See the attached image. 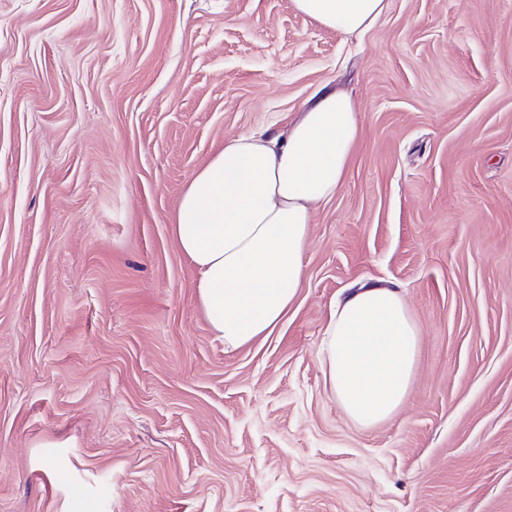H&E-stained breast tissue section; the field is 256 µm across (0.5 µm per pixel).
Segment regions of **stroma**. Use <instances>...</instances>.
Here are the masks:
<instances>
[{
    "instance_id": "obj_1",
    "label": "stroma",
    "mask_w": 512,
    "mask_h": 512,
    "mask_svg": "<svg viewBox=\"0 0 512 512\" xmlns=\"http://www.w3.org/2000/svg\"><path fill=\"white\" fill-rule=\"evenodd\" d=\"M356 103L295 302L228 352L172 240L227 138ZM399 288L410 394L356 426L318 352ZM0 512H512V0H0ZM389 0H292L295 9L317 23L352 35L375 26Z\"/></svg>"
}]
</instances>
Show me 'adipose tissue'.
<instances>
[{"instance_id": "adipose-tissue-1", "label": "adipose tissue", "mask_w": 512, "mask_h": 512, "mask_svg": "<svg viewBox=\"0 0 512 512\" xmlns=\"http://www.w3.org/2000/svg\"><path fill=\"white\" fill-rule=\"evenodd\" d=\"M317 23L352 35L375 26L388 0H292ZM351 96L318 95L287 132L264 129L225 141L189 180L172 232L196 271L213 335L234 351L270 335L298 294L314 209L343 185L358 137ZM421 329L399 289L364 284L324 328V382L346 416L370 429L405 403Z\"/></svg>"}]
</instances>
